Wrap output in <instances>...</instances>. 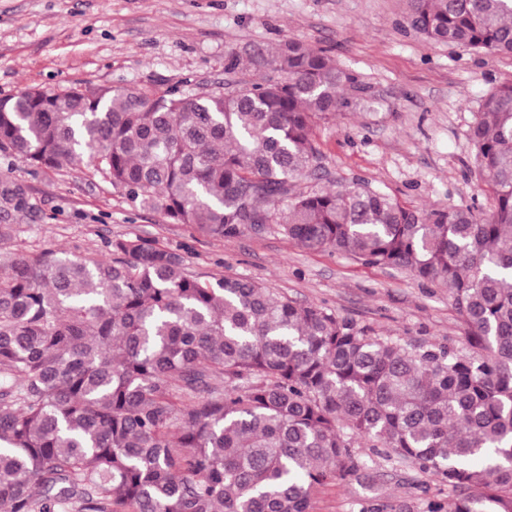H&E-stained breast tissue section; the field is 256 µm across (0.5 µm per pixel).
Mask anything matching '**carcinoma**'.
Listing matches in <instances>:
<instances>
[{"label": "carcinoma", "mask_w": 512, "mask_h": 512, "mask_svg": "<svg viewBox=\"0 0 512 512\" xmlns=\"http://www.w3.org/2000/svg\"><path fill=\"white\" fill-rule=\"evenodd\" d=\"M437 44L512 56V0H407ZM257 77L0 99V160L72 168L201 236L273 224L300 247L448 288L469 351L410 347L261 283L186 272L140 238L105 258L45 248L0 271V512H313L366 468L360 440L431 473L422 512H512V83L470 128L471 206L418 212L332 188L314 127L371 98L322 50L258 51ZM36 210L0 173V220Z\"/></svg>", "instance_id": "carcinoma-1"}]
</instances>
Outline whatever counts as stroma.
I'll return each mask as SVG.
<instances>
[{
    "label": "stroma",
    "instance_id": "1",
    "mask_svg": "<svg viewBox=\"0 0 512 512\" xmlns=\"http://www.w3.org/2000/svg\"><path fill=\"white\" fill-rule=\"evenodd\" d=\"M288 39L326 51L374 95L369 107L317 125L325 181L364 179L421 212L490 211L493 196L479 180L468 134L483 97L512 83V57L431 42L411 28L404 0H0V98L23 87L197 94L227 80L230 54L271 51ZM12 176L38 211L0 235V259L46 247L103 257L112 240L137 237L175 250L203 279L247 277L382 336L467 346L448 289L405 270L303 249L273 225L233 239L203 237L76 169L34 173L19 164ZM355 450L374 490L355 479L336 484L317 494L314 512H357L372 493L388 512L449 495L432 474L374 455L368 442Z\"/></svg>",
    "mask_w": 512,
    "mask_h": 512
}]
</instances>
